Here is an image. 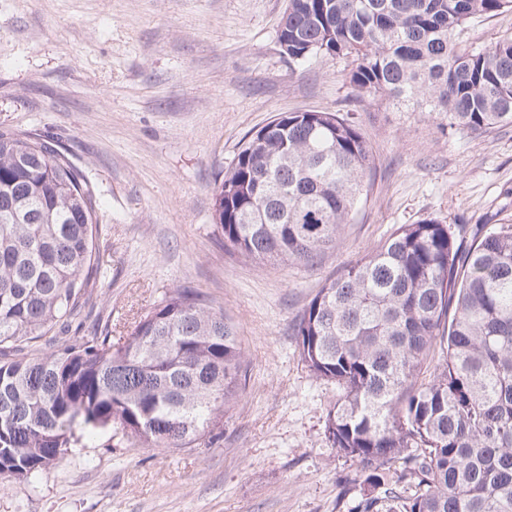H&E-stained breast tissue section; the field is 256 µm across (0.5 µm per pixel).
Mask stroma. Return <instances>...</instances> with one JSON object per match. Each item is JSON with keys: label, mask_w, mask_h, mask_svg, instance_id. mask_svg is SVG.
I'll return each instance as SVG.
<instances>
[{"label": "stroma", "mask_w": 512, "mask_h": 512, "mask_svg": "<svg viewBox=\"0 0 512 512\" xmlns=\"http://www.w3.org/2000/svg\"><path fill=\"white\" fill-rule=\"evenodd\" d=\"M284 0H0V132L53 137L100 191L102 273L71 333L136 321L177 287L232 325L244 377L216 439L132 447L96 433L33 483L0 478V512H353L358 466L328 441L341 396L292 328L326 279L402 224L512 222V126L470 136L357 96L342 58L288 62ZM355 121L368 197L314 267L224 244L217 187L245 138L282 112Z\"/></svg>", "instance_id": "1"}]
</instances>
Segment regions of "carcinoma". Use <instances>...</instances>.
Segmentation results:
<instances>
[{
    "label": "carcinoma",
    "mask_w": 512,
    "mask_h": 512,
    "mask_svg": "<svg viewBox=\"0 0 512 512\" xmlns=\"http://www.w3.org/2000/svg\"><path fill=\"white\" fill-rule=\"evenodd\" d=\"M507 12L512 0H288L278 42L298 65L352 59L360 96L488 135L512 126V36L471 49L457 36ZM372 163L349 119L280 113L224 172L213 221L247 258L312 266L336 249ZM97 224L94 186L54 139L0 132L1 478L35 481L92 431L188 448L241 382L232 325L192 288L122 342L110 324L67 335L97 280ZM294 336L308 370L344 391L325 432L358 463V512H512V224L470 237L434 218L400 225L324 282Z\"/></svg>",
    "instance_id": "carcinoma-1"
}]
</instances>
